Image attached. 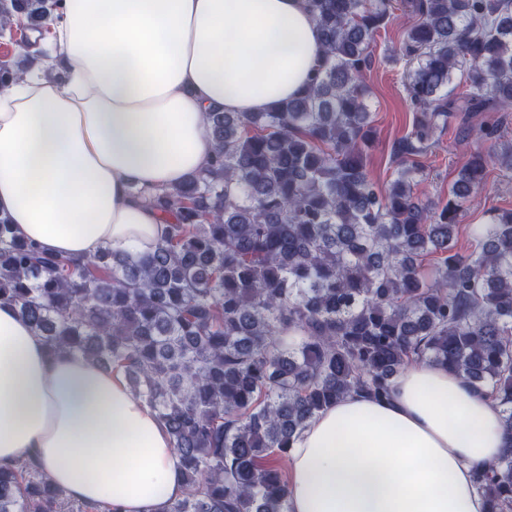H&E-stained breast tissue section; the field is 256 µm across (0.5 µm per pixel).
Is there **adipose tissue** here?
Instances as JSON below:
<instances>
[{
    "label": "adipose tissue",
    "mask_w": 512,
    "mask_h": 512,
    "mask_svg": "<svg viewBox=\"0 0 512 512\" xmlns=\"http://www.w3.org/2000/svg\"><path fill=\"white\" fill-rule=\"evenodd\" d=\"M50 56L0 86V215L44 253L126 254L160 240L132 190L209 163L207 115L302 95L321 59L306 0H62ZM512 439L497 404L443 365L386 398L351 394L289 452V512H488L477 468ZM28 458L71 499L163 512L185 490L170 437L120 369L54 354L0 302V465Z\"/></svg>",
    "instance_id": "ef3b65f1"
}]
</instances>
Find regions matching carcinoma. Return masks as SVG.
<instances>
[{
	"label": "carcinoma",
	"mask_w": 512,
	"mask_h": 512,
	"mask_svg": "<svg viewBox=\"0 0 512 512\" xmlns=\"http://www.w3.org/2000/svg\"><path fill=\"white\" fill-rule=\"evenodd\" d=\"M322 60L310 87L267 112L208 115V167L143 195L168 224L136 257L42 254L0 219V301L53 352L122 368L176 449L185 494L164 512H288L275 463L317 413L389 393L414 361L488 388L512 435V210L457 249L489 164L473 153L448 201L414 192L455 112L512 109V0H399L415 116L385 189L365 169L361 84L393 0H307ZM55 0H0V26L45 29ZM463 91L449 86L456 73ZM488 512H512V455L477 471ZM0 512H114L69 499L41 467L0 466Z\"/></svg>",
	"instance_id": "obj_1"
}]
</instances>
